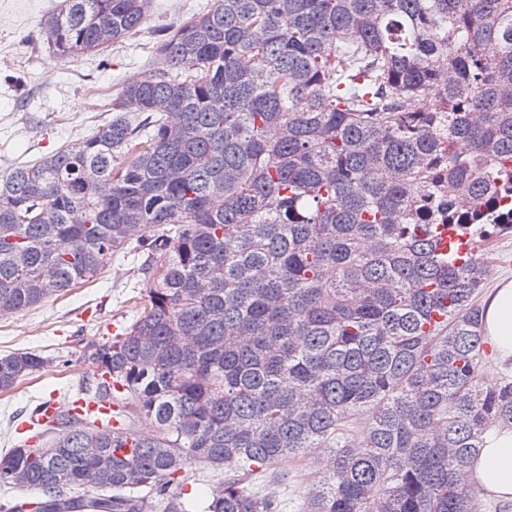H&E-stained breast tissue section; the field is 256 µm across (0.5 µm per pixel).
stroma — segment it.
<instances>
[{
	"label": "stroma",
	"instance_id": "1",
	"mask_svg": "<svg viewBox=\"0 0 512 512\" xmlns=\"http://www.w3.org/2000/svg\"><path fill=\"white\" fill-rule=\"evenodd\" d=\"M60 0H0V172L61 147L78 149L113 116L122 84L162 69L154 51L162 31L210 9L214 0H152L140 32L107 56L59 63L48 52L41 21ZM140 256L113 257L92 282L28 311L0 318V355L37 351L54 366L0 395V454L25 438L22 427L42 401L77 394L91 344L108 340L137 317L135 296L152 286Z\"/></svg>",
	"mask_w": 512,
	"mask_h": 512
}]
</instances>
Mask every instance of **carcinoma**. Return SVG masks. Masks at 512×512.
<instances>
[{"instance_id": "1", "label": "carcinoma", "mask_w": 512, "mask_h": 512, "mask_svg": "<svg viewBox=\"0 0 512 512\" xmlns=\"http://www.w3.org/2000/svg\"><path fill=\"white\" fill-rule=\"evenodd\" d=\"M148 2L61 0L50 54L135 36ZM157 52L81 151L0 178V317L134 241L153 285L83 351L119 426L62 400L0 455V489L42 493L9 512H187L194 462L224 472L205 512H276L240 474L286 457L322 470L303 512H486L512 379L483 376L475 239L512 233V0H215ZM50 364L0 357V393Z\"/></svg>"}]
</instances>
